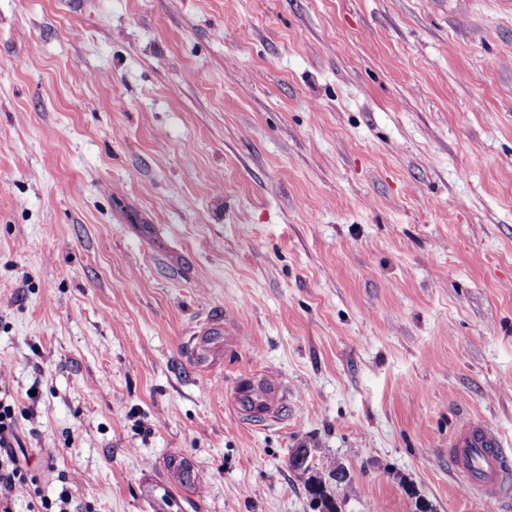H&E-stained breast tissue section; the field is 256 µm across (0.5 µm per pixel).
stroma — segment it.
Wrapping results in <instances>:
<instances>
[{
  "label": "stroma",
  "mask_w": 512,
  "mask_h": 512,
  "mask_svg": "<svg viewBox=\"0 0 512 512\" xmlns=\"http://www.w3.org/2000/svg\"><path fill=\"white\" fill-rule=\"evenodd\" d=\"M0 365L16 512H512V0H0ZM448 455L466 486L488 501L498 499L510 465L506 448H500L491 431L469 418L463 420L461 435L449 445Z\"/></svg>",
  "instance_id": "obj_1"
}]
</instances>
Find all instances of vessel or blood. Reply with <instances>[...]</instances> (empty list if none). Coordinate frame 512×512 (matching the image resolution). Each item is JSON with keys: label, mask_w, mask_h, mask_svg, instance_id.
<instances>
[{"label": "vessel or blood", "mask_w": 512, "mask_h": 512, "mask_svg": "<svg viewBox=\"0 0 512 512\" xmlns=\"http://www.w3.org/2000/svg\"><path fill=\"white\" fill-rule=\"evenodd\" d=\"M455 473L468 487L487 500H497L505 476L512 474V457L497 437L473 420H463L461 435L448 447Z\"/></svg>", "instance_id": "1"}]
</instances>
